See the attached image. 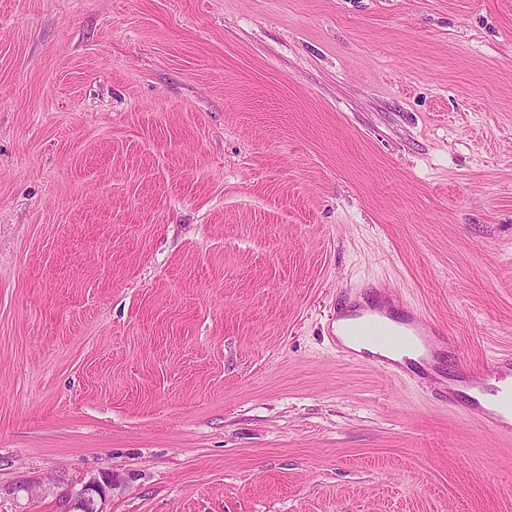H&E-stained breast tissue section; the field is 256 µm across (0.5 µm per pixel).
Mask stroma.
Listing matches in <instances>:
<instances>
[{"instance_id": "stroma-1", "label": "stroma", "mask_w": 512, "mask_h": 512, "mask_svg": "<svg viewBox=\"0 0 512 512\" xmlns=\"http://www.w3.org/2000/svg\"><path fill=\"white\" fill-rule=\"evenodd\" d=\"M449 344L380 372L342 291ZM512 0H0V512H512ZM348 322V319L340 317L336 319V323L333 325L335 328L336 337L339 338L346 345L345 346L340 341H338V353L342 357H346L351 360H356V358L359 356L358 353H361L364 350L375 356L383 357L395 362H402V357L396 353L385 351L374 346L354 345L353 343H351L348 336H345V327ZM508 373H512V356L510 354H498L486 363L481 372H460L459 381L463 383V387L484 392L487 386L490 385L491 380L499 379ZM448 405L456 408L458 405L453 401V399H448ZM459 407V406H458ZM460 410L464 411L467 415L472 417H478L487 422V424L500 432L510 433L512 431V424L506 423L502 420L501 416L497 413L485 410L479 406L476 401H470L464 403L459 407ZM495 418V419H493ZM497 420V421H496ZM110 483L96 478L82 483L79 489H69L61 495L64 512H106L101 506Z\"/></svg>"}]
</instances>
